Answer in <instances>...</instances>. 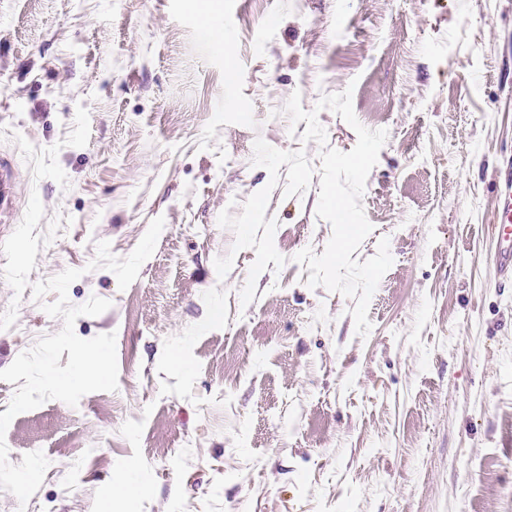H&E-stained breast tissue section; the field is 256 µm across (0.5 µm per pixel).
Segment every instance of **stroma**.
Returning a JSON list of instances; mask_svg holds the SVG:
<instances>
[{
	"mask_svg": "<svg viewBox=\"0 0 512 512\" xmlns=\"http://www.w3.org/2000/svg\"><path fill=\"white\" fill-rule=\"evenodd\" d=\"M222 37H215V29ZM352 89L388 133L362 204L393 265L358 336L355 302L307 285L322 254L320 147L355 130L320 98ZM0 152L37 192L30 282L115 333L118 389L17 415L10 463L37 492L0 512H512V283L495 272L493 180L512 157V0H0ZM164 217L119 289L88 270ZM0 370L61 319L0 277ZM139 494L111 503L118 484Z\"/></svg>",
	"mask_w": 512,
	"mask_h": 512,
	"instance_id": "stroma-1",
	"label": "stroma"
}]
</instances>
